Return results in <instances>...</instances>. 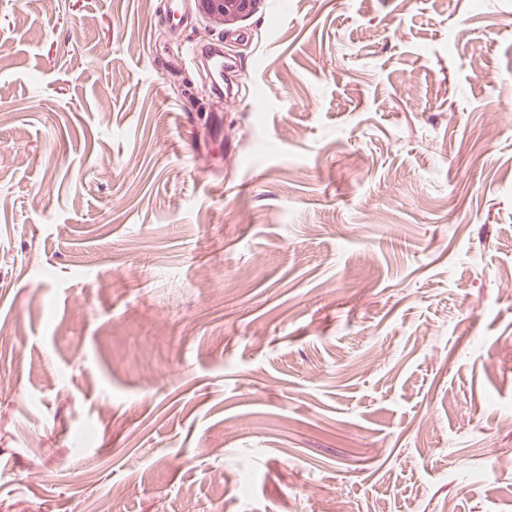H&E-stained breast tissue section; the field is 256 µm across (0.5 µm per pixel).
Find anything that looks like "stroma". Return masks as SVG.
<instances>
[{"label":"stroma","instance_id":"35a3bbf8","mask_svg":"<svg viewBox=\"0 0 512 512\" xmlns=\"http://www.w3.org/2000/svg\"><path fill=\"white\" fill-rule=\"evenodd\" d=\"M117 487L512 512V0H0V512ZM193 2L199 15L210 25L222 27L226 32L253 15L260 0H193Z\"/></svg>","mask_w":512,"mask_h":512}]
</instances>
